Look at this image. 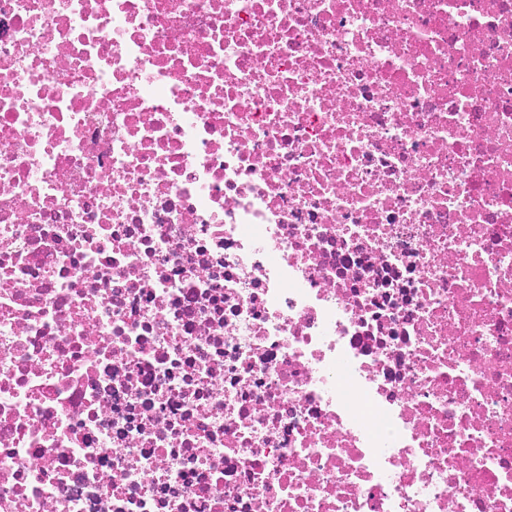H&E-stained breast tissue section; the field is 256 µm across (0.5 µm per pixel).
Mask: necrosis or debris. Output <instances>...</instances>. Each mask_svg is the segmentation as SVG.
Returning <instances> with one entry per match:
<instances>
[{
  "instance_id": "obj_1",
  "label": "necrosis or debris",
  "mask_w": 512,
  "mask_h": 512,
  "mask_svg": "<svg viewBox=\"0 0 512 512\" xmlns=\"http://www.w3.org/2000/svg\"><path fill=\"white\" fill-rule=\"evenodd\" d=\"M0 512H512V0H0Z\"/></svg>"
}]
</instances>
